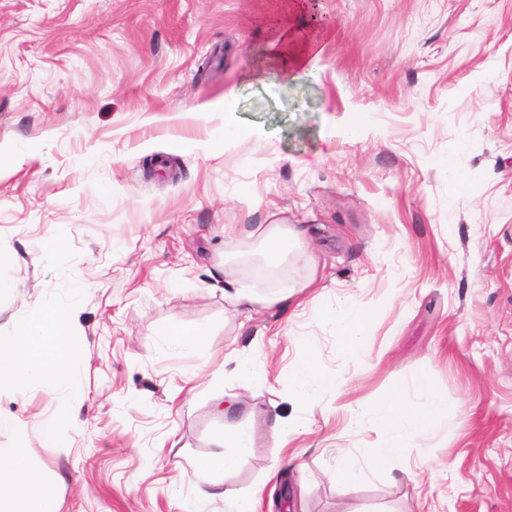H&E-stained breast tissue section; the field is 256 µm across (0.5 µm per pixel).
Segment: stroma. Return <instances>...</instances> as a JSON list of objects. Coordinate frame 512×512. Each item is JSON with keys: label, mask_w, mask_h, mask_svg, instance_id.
Wrapping results in <instances>:
<instances>
[{"label": "stroma", "mask_w": 512, "mask_h": 512, "mask_svg": "<svg viewBox=\"0 0 512 512\" xmlns=\"http://www.w3.org/2000/svg\"><path fill=\"white\" fill-rule=\"evenodd\" d=\"M281 17L308 75L269 51ZM229 116L253 134L215 147ZM273 223L307 234L269 269ZM224 278L306 289L246 318ZM0 280V336L78 312L80 397L0 382L25 426L0 447L49 476L51 512H183L239 422L254 447L204 512L242 488L257 512H512V0H0ZM348 300L372 315L358 356L320 314ZM180 325L207 346L161 350ZM233 349L265 376L243 381ZM309 355L345 385L297 414L286 372ZM423 375L447 415L333 480L374 445L357 408L420 409ZM277 414L301 421L282 448Z\"/></svg>", "instance_id": "stroma-1"}]
</instances>
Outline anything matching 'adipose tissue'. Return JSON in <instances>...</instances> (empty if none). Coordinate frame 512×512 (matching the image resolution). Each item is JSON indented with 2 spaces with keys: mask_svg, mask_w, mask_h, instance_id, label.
I'll return each mask as SVG.
<instances>
[{
  "mask_svg": "<svg viewBox=\"0 0 512 512\" xmlns=\"http://www.w3.org/2000/svg\"><path fill=\"white\" fill-rule=\"evenodd\" d=\"M263 259L267 267H277L295 248L300 231L281 224H269L261 232ZM288 289L268 295H258L250 287L236 280H225L224 300L238 313L251 315L256 306L273 308L291 299ZM322 315L330 321L344 342L348 353H358L369 334L371 313L356 303L345 305L343 312L323 309ZM72 309L51 306L22 323L12 335L0 336V370L16 377L20 386L31 384L63 386L79 393L77 366L71 354ZM291 387L289 401L294 408L306 407L319 393L342 387L340 378L321 375L313 358L293 364L288 372ZM418 388L426 397L422 410L405 407L397 394L365 403L361 415L377 434L366 465L352 458H344L336 470V478L347 482L359 478L364 466L375 467L398 457L406 441L430 433L439 417L447 414L448 403L437 397L427 379H420ZM255 435L248 427L237 424L224 436V450L208 464L218 474L233 468L250 448ZM49 484L29 465L23 447L0 448V512H49Z\"/></svg>",
  "mask_w": 512,
  "mask_h": 512,
  "instance_id": "adipose-tissue-1",
  "label": "adipose tissue"
}]
</instances>
